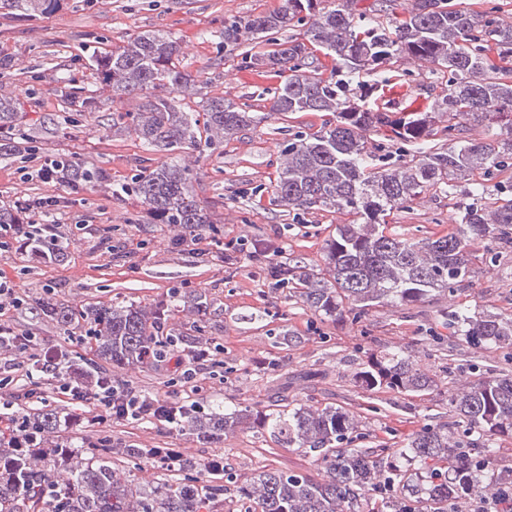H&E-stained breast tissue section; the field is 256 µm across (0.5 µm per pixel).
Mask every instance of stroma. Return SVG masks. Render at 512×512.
Masks as SVG:
<instances>
[{"mask_svg":"<svg viewBox=\"0 0 512 512\" xmlns=\"http://www.w3.org/2000/svg\"><path fill=\"white\" fill-rule=\"evenodd\" d=\"M284 0H65L51 17L29 20L0 15V55L15 64L5 90L20 104L18 127L40 136L47 153L77 154L87 164L108 170L113 189L105 194L70 193L65 183L25 178L16 160L0 159V206L16 198L58 197L51 218L70 241L65 261L55 262L19 252H0L4 275L22 303L7 308L6 324L36 337L42 348L66 350L88 359V343L68 335L34 309L49 300L69 306L117 302L151 304L167 300L169 290L185 286L205 294L208 307L200 321L210 342L223 346L219 359L227 371L207 367L197 377L196 391L176 385L182 368L191 367V342L196 339L185 311H173L171 321L183 335L178 349L183 364L164 361L140 370H113L112 378L135 392L179 405L226 410H266L273 401L290 404L336 403L360 415L367 439L390 447L404 445L415 434L449 420L444 392L408 396L388 390L371 393L357 386L356 371L368 350L397 346L420 356L430 374L445 378L472 365L512 373V360L499 349H477L441 324V314L454 300L436 296L410 309L382 305L369 309L362 322L350 318L320 320L278 287L270 275L276 265L294 257L305 264H322L325 242L339 213L318 211L301 217L277 212L265 190L277 177L282 126L316 131L323 116L300 112L287 120L270 111L271 96L282 87L283 74L243 63L246 44H225L224 22L278 11ZM144 31L168 33L180 50L183 70L194 86L185 95L190 109L225 96L248 103L266 118L237 138L203 153L178 155L150 151L132 136H113L91 119L68 124L74 108L60 96L65 79L89 86L87 66L93 55L122 44ZM391 83L369 97L381 112L429 109L448 92L447 75L400 59L392 65ZM152 165L178 162L191 166V190L212 224L198 232L195 244L173 247L165 226L148 223L140 200L125 193L139 160ZM459 213L447 198L417 202L412 214L400 215L404 228L419 237L437 238L455 230ZM245 240L234 265L218 256L221 244ZM265 248L267 259L254 260L251 247ZM458 301L477 315L512 314V247L499 248L490 258L485 244L475 247V259ZM13 381L0 389V404L27 414L40 407L61 413L77 409L76 401L56 391L57 379L43 374L31 387L25 371L28 353L0 349V365ZM112 439L139 446L179 449L182 458L203 466L221 456L239 474L263 465L316 474L317 465L300 449L274 442L264 431L252 430L220 443L206 444L160 421L110 423Z\"/></svg>","mask_w":512,"mask_h":512,"instance_id":"35a3bbf8","label":"stroma"}]
</instances>
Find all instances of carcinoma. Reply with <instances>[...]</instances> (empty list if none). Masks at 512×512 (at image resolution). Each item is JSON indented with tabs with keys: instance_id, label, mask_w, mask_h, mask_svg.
Returning <instances> with one entry per match:
<instances>
[{
	"instance_id": "1",
	"label": "carcinoma",
	"mask_w": 512,
	"mask_h": 512,
	"mask_svg": "<svg viewBox=\"0 0 512 512\" xmlns=\"http://www.w3.org/2000/svg\"><path fill=\"white\" fill-rule=\"evenodd\" d=\"M285 0L278 11L247 19L224 21V43L252 42L245 56L249 66L290 72L274 92L270 111L280 115L324 112L327 119L314 133L294 132L277 159L278 177L271 185L270 204L288 212L335 211L352 216L336 225L326 240L324 266L315 270L295 260L275 273L293 286L295 297L325 318L352 314L357 322L371 308L391 304L409 308L432 296L454 294L470 272L474 245L490 239L512 245V66L489 63L495 45L498 56L512 58V4L496 3L479 14L453 0H416L404 19L394 16L396 0H381L369 17L357 0ZM64 0H0V14L43 19L62 8ZM304 29L307 42H281L274 34ZM336 60L330 77L318 75L308 61L307 43ZM408 58L425 68L448 72V95L434 101L430 112H377L361 104L351 88L361 73L389 81L384 69L394 59ZM12 60L0 59V158L24 159L34 151L33 137L16 135V102L3 93ZM97 89L111 96H143L138 109L114 112L113 134L132 133L154 151L211 148L255 126L266 114L246 103L224 97L210 99L203 112H188L175 104L173 93H184L191 79L180 67L172 37L160 31L139 33L126 44L95 55L89 63ZM61 97L79 107V116L97 109L93 96L70 87ZM450 124L443 138L431 141L439 118ZM462 119L471 127H486L463 145H452ZM372 130L392 144L414 145L411 159L373 163L365 132ZM59 177L70 190L100 193L110 185L106 170L71 155L57 158ZM192 169L163 163L136 174L131 191L146 208L151 224L199 231L211 223L208 213L189 191ZM498 180L499 190L475 194L461 184ZM430 195L459 207L456 231L436 238L407 237L392 227L394 212L410 209ZM25 211L0 207L1 224L25 223ZM66 238H37L33 255L62 260ZM184 295L148 305L72 308L44 302L39 314L65 331L90 325L96 356L120 369L147 366L144 350L161 331L178 340L169 328L170 313ZM443 323L478 348H511L512 315L475 316L458 305ZM47 370L74 384L91 386L105 375L94 363L76 364L68 354L54 358ZM356 382L370 392L389 389L426 393L437 386L405 350L383 346L370 353ZM455 420L449 428L425 429L401 448L361 446L366 437L360 417L341 405L280 406L263 412H202L182 409L183 426L199 441L226 440L250 429L269 432L276 442L300 448L316 458L317 475L264 466L249 476L231 475L229 483L199 490L195 466L180 463L177 484L167 481L143 490L125 478L116 458L136 463L165 449L127 445L114 447L99 437L91 444L95 457L72 452L65 460L49 449L73 443L59 437L60 416L51 409L25 418V428L42 441L45 452L22 457L23 482L0 477V512H39L42 494L58 504L56 512H201L205 500L228 491L254 503L258 512H458L463 500L493 498L503 482L476 461L492 460L493 442L512 435V374L489 373L462 387L452 386L448 398Z\"/></svg>"
}]
</instances>
